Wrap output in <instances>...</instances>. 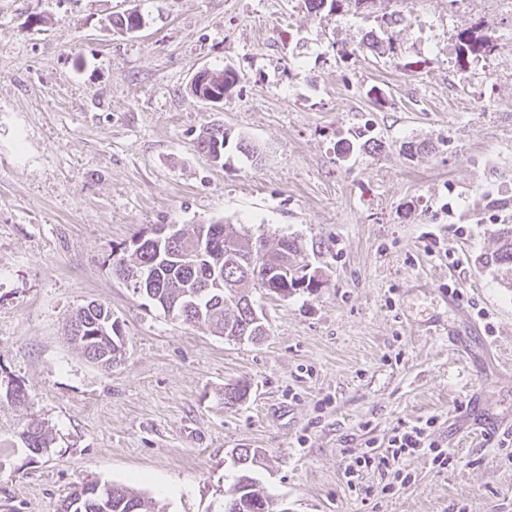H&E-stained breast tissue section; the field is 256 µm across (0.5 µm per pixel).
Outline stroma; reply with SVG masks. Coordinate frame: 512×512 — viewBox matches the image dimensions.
<instances>
[{"instance_id":"stroma-1","label":"stroma","mask_w":512,"mask_h":512,"mask_svg":"<svg viewBox=\"0 0 512 512\" xmlns=\"http://www.w3.org/2000/svg\"><path fill=\"white\" fill-rule=\"evenodd\" d=\"M131 11L139 31L113 27ZM393 14L394 53L361 49ZM464 29L494 50L462 74ZM227 66L222 108L192 94ZM214 123L259 161L230 143L210 162L196 142ZM498 199H512V0L318 15L305 0H0V385L26 395L0 394V512H59L87 481L220 512L234 448L263 454L288 512H512V288L477 262L512 218ZM216 222L296 239L321 275L260 299L261 342L173 320L112 272L155 226ZM91 301L125 336L109 370L68 337ZM237 382L248 399L224 405ZM474 394L497 420L486 438L467 422ZM426 420L449 467L421 451L347 481L352 454ZM32 421L51 437L37 453L20 436Z\"/></svg>"}]
</instances>
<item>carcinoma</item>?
Here are the masks:
<instances>
[{"label": "carcinoma", "mask_w": 512, "mask_h": 512, "mask_svg": "<svg viewBox=\"0 0 512 512\" xmlns=\"http://www.w3.org/2000/svg\"><path fill=\"white\" fill-rule=\"evenodd\" d=\"M370 0H308L313 11L329 7L333 11L344 3L361 6ZM364 46L377 54H391V38L371 35ZM493 44L473 31L464 30L455 35L456 61L464 72L467 65L491 54ZM229 140L224 125L212 124L200 133L198 149L208 155L217 143ZM495 249L482 253L478 262L512 286V223L497 225L494 230ZM209 243L223 256L219 264L203 258L192 264L180 261L181 254L192 250L199 242ZM287 245L288 251L298 257L297 264L283 271L265 264L264 257L272 252L266 241L243 239L229 224H198L192 232L173 240L154 241L152 235H141L140 244L130 254L112 255L114 273L130 282L134 291L150 298L174 319L186 324L204 327L217 336L229 340L258 342L267 336L266 322H255L248 300L253 290L265 282L268 288L292 296L302 290L311 291L320 286L315 271L301 256V249L293 238H282L278 245ZM119 321L112 317V309L98 303L79 308L70 322V336L84 356L104 369H110L122 360L115 344L120 342ZM246 386L226 384L220 393L224 404L235 406L246 397ZM27 447L34 452L49 446V432L44 425L33 422L21 433ZM258 450L235 448L231 452L234 484L224 497L223 512H280L274 499L255 478ZM60 512H158L156 503L121 484L90 481L81 483L62 501Z\"/></svg>", "instance_id": "1"}]
</instances>
